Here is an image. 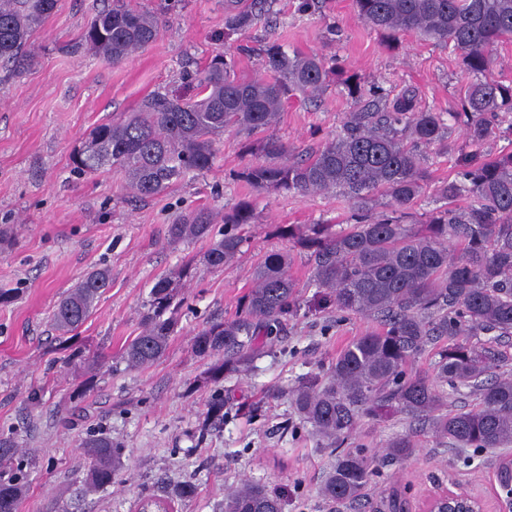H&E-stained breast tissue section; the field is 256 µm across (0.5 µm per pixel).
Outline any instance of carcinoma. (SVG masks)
Wrapping results in <instances>:
<instances>
[{"label": "carcinoma", "mask_w": 512, "mask_h": 512, "mask_svg": "<svg viewBox=\"0 0 512 512\" xmlns=\"http://www.w3.org/2000/svg\"><path fill=\"white\" fill-rule=\"evenodd\" d=\"M56 0H0V67L31 62L26 50ZM266 0H224V41L245 35L262 16ZM360 17L389 43L403 34L435 40L461 58L464 68L485 74L491 51L512 38V0H354ZM160 17L125 0L97 13L65 49L95 50L120 63L155 41ZM268 75L244 78L233 62L216 55L193 77V93L156 92L117 121L94 127L88 141L71 155L75 171L95 175L120 169L127 187L142 198L158 195L191 171L211 168L217 144L226 133L260 135L245 146L264 160L237 177L258 191L299 195L340 190L357 208L347 227L278 224L274 234L306 253L311 281L325 290L341 312L366 315L381 325L346 345L330 367V379L313 377L296 387L294 405L304 422L330 443L347 439L357 422L384 411L429 423L431 435L457 448H507L512 445V374L496 373L501 360L471 339L482 333L512 337V150L494 158L476 153L460 159L455 179L438 189L444 207L424 221L413 209L429 173L416 147L438 143L448 130L443 113L416 109L415 94L390 99L341 64L278 43L263 49ZM336 83L355 110L335 137L308 156L290 162L287 146L266 132L288 96L320 94ZM461 111L453 118L465 127L476 151L494 134L491 118L512 112V86L492 78L468 82L459 90ZM388 199L389 212L372 216L358 208L371 196ZM251 203L224 213V229L207 259L226 264L247 242L241 227L251 222ZM215 216L198 208L168 226L177 244L213 235ZM185 265L152 287L143 313L144 331L124 347L121 361L130 369L153 364L165 351L178 322L176 301ZM111 273H87L61 298L52 325L65 336L93 313L108 288ZM298 283L288 255L272 251L252 275V286L232 320H213L195 335L193 350L211 360L202 382L235 373L260 351L257 339L274 336L300 310ZM438 347L436 379L408 370L426 347ZM469 389L476 404L448 408L450 392ZM88 492L112 485L123 469L124 449L104 433L90 432L81 442ZM413 435L399 434L387 444L397 461L414 455ZM14 437L0 434V512H17L25 490L28 462L18 456ZM375 473L374 459L362 451L336 458L322 493L336 506L361 500ZM196 487L185 483L170 495L138 497V512L162 502L186 499ZM222 512H283L280 498L249 482L224 498Z\"/></svg>", "instance_id": "obj_1"}]
</instances>
